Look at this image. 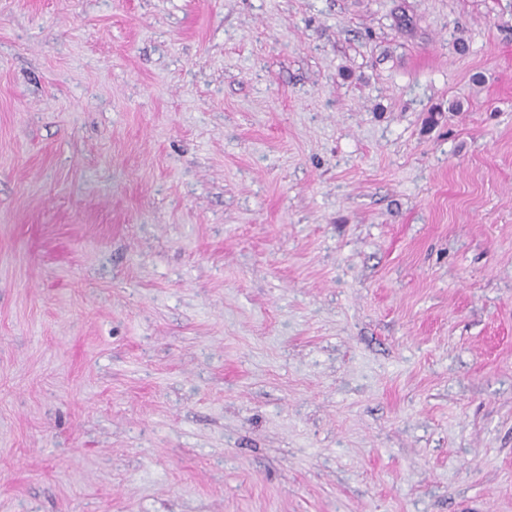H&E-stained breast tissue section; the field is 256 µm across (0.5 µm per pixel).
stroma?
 Returning a JSON list of instances; mask_svg holds the SVG:
<instances>
[{
  "label": "stroma",
  "mask_w": 512,
  "mask_h": 512,
  "mask_svg": "<svg viewBox=\"0 0 512 512\" xmlns=\"http://www.w3.org/2000/svg\"><path fill=\"white\" fill-rule=\"evenodd\" d=\"M0 512H512V0H0Z\"/></svg>",
  "instance_id": "1"
}]
</instances>
